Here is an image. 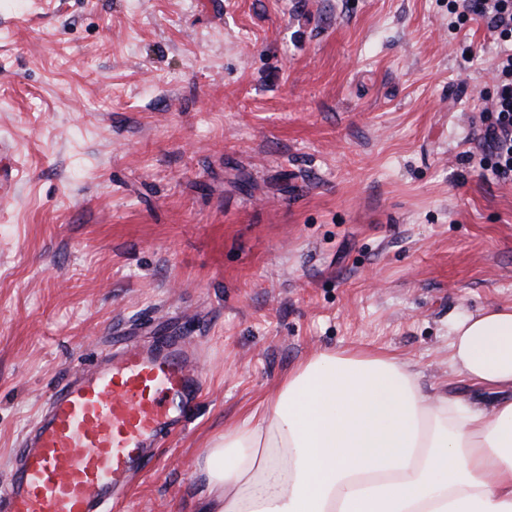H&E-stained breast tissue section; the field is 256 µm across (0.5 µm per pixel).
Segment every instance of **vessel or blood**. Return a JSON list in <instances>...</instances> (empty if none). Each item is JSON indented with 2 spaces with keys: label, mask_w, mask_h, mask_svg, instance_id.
Here are the masks:
<instances>
[{
  "label": "vessel or blood",
  "mask_w": 512,
  "mask_h": 512,
  "mask_svg": "<svg viewBox=\"0 0 512 512\" xmlns=\"http://www.w3.org/2000/svg\"><path fill=\"white\" fill-rule=\"evenodd\" d=\"M195 355L179 336L124 338L53 391L14 454L0 512H105L189 412Z\"/></svg>",
  "instance_id": "obj_1"
}]
</instances>
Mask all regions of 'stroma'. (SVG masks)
Wrapping results in <instances>:
<instances>
[{
	"label": "stroma",
	"instance_id": "1",
	"mask_svg": "<svg viewBox=\"0 0 512 512\" xmlns=\"http://www.w3.org/2000/svg\"><path fill=\"white\" fill-rule=\"evenodd\" d=\"M499 44L448 0H0V482L123 333L200 342L185 429L112 512H198L196 460L288 369L512 305V179L475 138Z\"/></svg>",
	"mask_w": 512,
	"mask_h": 512
}]
</instances>
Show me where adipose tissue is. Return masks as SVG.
Returning <instances> with one entry per match:
<instances>
[{"label": "adipose tissue", "mask_w": 512, "mask_h": 512, "mask_svg": "<svg viewBox=\"0 0 512 512\" xmlns=\"http://www.w3.org/2000/svg\"><path fill=\"white\" fill-rule=\"evenodd\" d=\"M448 365L499 400L425 394L388 351L300 361L199 459L201 512H512V305L453 323Z\"/></svg>", "instance_id": "ef3b65f1"}]
</instances>
